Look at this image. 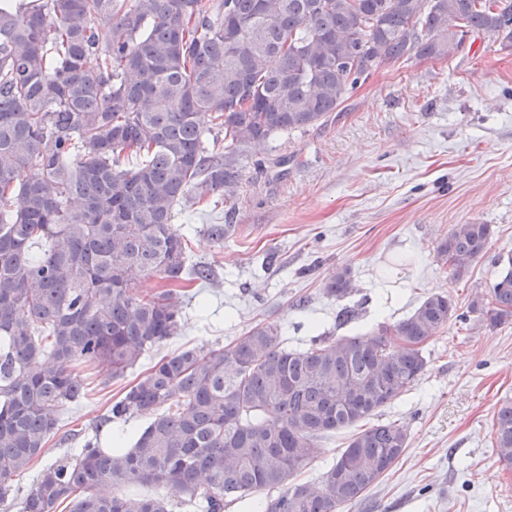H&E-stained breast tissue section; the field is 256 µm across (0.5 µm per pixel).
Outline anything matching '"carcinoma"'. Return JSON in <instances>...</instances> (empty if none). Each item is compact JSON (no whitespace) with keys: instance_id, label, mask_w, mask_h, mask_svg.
Wrapping results in <instances>:
<instances>
[{"instance_id":"cac0c4a2","label":"carcinoma","mask_w":512,"mask_h":512,"mask_svg":"<svg viewBox=\"0 0 512 512\" xmlns=\"http://www.w3.org/2000/svg\"><path fill=\"white\" fill-rule=\"evenodd\" d=\"M474 34L512 49V0H0V503L84 394L81 366L119 376L177 335L189 285L211 277L189 263L179 205L232 188L249 149L323 125L380 64L446 57ZM490 237L456 224L438 254L458 279ZM145 278L164 288L138 293ZM351 292L346 268L324 288ZM472 314L512 324L511 257L467 311L433 293L372 339L290 349L263 322L164 355L103 416L147 418L129 447H100L95 429L20 512H172L173 495L224 512L260 493L264 512L359 509L409 447L406 426L374 417ZM352 427L319 479L298 480L323 435ZM491 437L512 469L511 399Z\"/></svg>"}]
</instances>
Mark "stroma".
I'll return each instance as SVG.
<instances>
[{
	"label": "stroma",
	"mask_w": 512,
	"mask_h": 512,
	"mask_svg": "<svg viewBox=\"0 0 512 512\" xmlns=\"http://www.w3.org/2000/svg\"><path fill=\"white\" fill-rule=\"evenodd\" d=\"M239 168L218 204L175 216L193 261L213 271L178 334L123 375L83 368L84 395L21 488L76 455L71 433L106 441L145 427L135 417L98 422L162 356L226 346L260 322L278 324L292 349L316 334L366 337L435 292L466 311L512 255V51L475 36L450 58L382 64L327 123L249 150ZM214 224L233 230L218 241ZM457 224L492 229L486 253L459 279L437 255ZM344 268L353 292L327 297L325 282ZM425 356L419 382L381 414L407 425L410 442L362 512H512V470L491 438L495 406L512 399V325L451 322Z\"/></svg>",
	"instance_id": "35a3bbf8"
}]
</instances>
